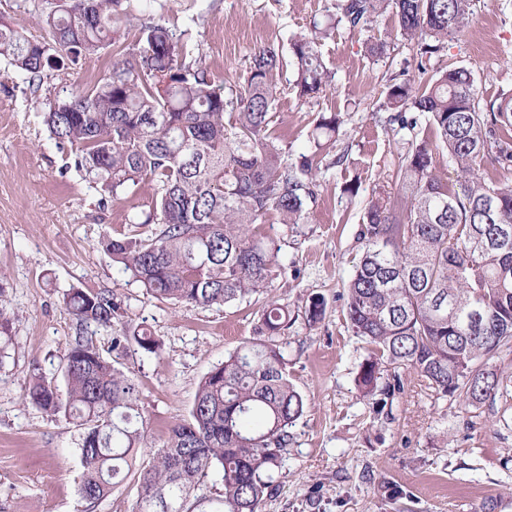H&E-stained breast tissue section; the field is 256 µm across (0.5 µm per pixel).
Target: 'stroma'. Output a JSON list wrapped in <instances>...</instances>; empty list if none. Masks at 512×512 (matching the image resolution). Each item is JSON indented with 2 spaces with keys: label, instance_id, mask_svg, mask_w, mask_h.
I'll return each instance as SVG.
<instances>
[{
  "label": "stroma",
  "instance_id": "stroma-1",
  "mask_svg": "<svg viewBox=\"0 0 512 512\" xmlns=\"http://www.w3.org/2000/svg\"><path fill=\"white\" fill-rule=\"evenodd\" d=\"M335 2L139 0L137 14L190 28L208 70L233 86L243 82L255 49L288 50ZM473 17L471 28L431 57L429 71L467 68L485 100L512 92V0H474ZM376 41L388 43L387 55L370 54ZM319 51L335 74L331 85L301 101L291 89L294 70L284 66L269 124L285 162L294 164L311 151L316 117L339 118L335 142L314 161L308 223L271 218L260 227L281 247L274 293L293 315L283 351L306 400L263 512H482L489 500L496 512H512V428L432 397L406 369L403 393L385 407L355 384L367 352L347 325L345 288L363 253L360 217L376 188L394 185L399 154L428 126L422 114L416 131L403 129L381 108L392 79L416 71L417 48L400 37L392 12L364 28L339 26ZM113 59L107 48L45 71L34 85L0 58V314L12 327L10 356L0 363V512H131L136 499L130 485L85 503L79 430L25 400L34 374L57 373L75 334L63 301L69 288L112 291L125 322L161 339L159 355L127 362L158 444L187 417L202 376L260 327V301L159 302L100 250L104 234L137 233L130 219L151 209L153 187L145 181L112 196L78 169L77 148L51 137L44 112L60 88L81 90L109 76ZM351 185L357 194L348 193ZM316 296L325 315L312 326L305 311Z\"/></svg>",
  "mask_w": 512,
  "mask_h": 512
}]
</instances>
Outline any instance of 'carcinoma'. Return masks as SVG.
Masks as SVG:
<instances>
[{
	"mask_svg": "<svg viewBox=\"0 0 512 512\" xmlns=\"http://www.w3.org/2000/svg\"><path fill=\"white\" fill-rule=\"evenodd\" d=\"M122 0H56L38 15L50 41H32L0 20V57L41 79L60 66L91 58L110 45L130 55L116 60L103 81L85 90L61 88L46 103L55 140L79 150L77 166L116 196L148 180L152 209L135 217L156 224L144 235L102 237L112 264L146 294L172 304L209 307L263 298L262 337L242 343L200 380L189 417L174 424L156 451L140 391L124 372L130 347L157 355L161 340L125 326L104 351L87 332L122 320L112 292L72 287L63 300L79 332L62 356L60 394L53 380L33 379L31 404L81 430L77 448L80 498L95 504L127 480L136 483L132 512H262L276 490L289 429L306 401L288 374L280 337L291 323L288 305L272 295L280 246L259 231L274 214L283 224L309 219L307 200L315 156L332 141L336 115L319 116L313 151L296 164L281 160L268 134L278 97L279 51L257 49L244 83L226 89L194 54L187 29L142 19L131 43L122 40L114 12ZM399 34L426 61L473 19L472 0H339L337 13L313 22L291 42L293 90L307 101L332 82L318 45L339 24L364 27L386 11ZM382 109L403 128L409 112L428 115L448 150L461 190L434 167L424 139L411 143L396 168L399 194L379 188L359 231L364 252L346 290V322L368 347L356 384L384 407L403 390L399 369H410L436 398H450L479 417L482 407L512 422V375L497 361L512 353V185L487 181L476 166L496 149L512 166V95L482 101L469 70L441 69L423 88L416 77L390 84ZM216 476L222 491L204 493Z\"/></svg>",
	"mask_w": 512,
	"mask_h": 512,
	"instance_id": "obj_1",
	"label": "carcinoma"
}]
</instances>
